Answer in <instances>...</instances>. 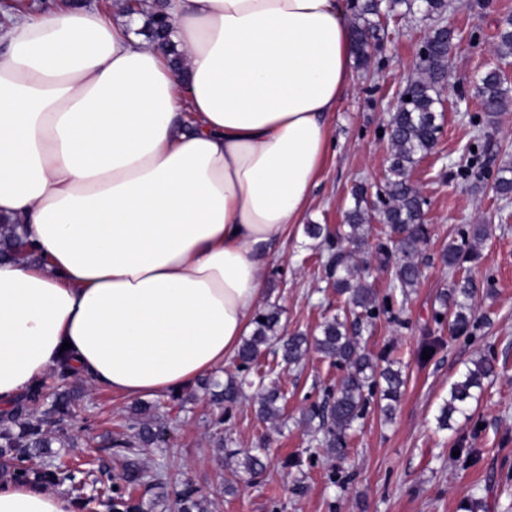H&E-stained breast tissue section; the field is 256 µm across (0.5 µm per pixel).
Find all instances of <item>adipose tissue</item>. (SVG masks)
<instances>
[{"label":"adipose tissue","instance_id":"1","mask_svg":"<svg viewBox=\"0 0 512 512\" xmlns=\"http://www.w3.org/2000/svg\"><path fill=\"white\" fill-rule=\"evenodd\" d=\"M140 16L16 5L0 28V405L60 361L123 398L224 368L312 202L352 84L341 0H167ZM181 53L183 67L173 63ZM0 512H77L0 485Z\"/></svg>","mask_w":512,"mask_h":512}]
</instances>
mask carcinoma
<instances>
[{"label":"carcinoma","mask_w":512,"mask_h":512,"mask_svg":"<svg viewBox=\"0 0 512 512\" xmlns=\"http://www.w3.org/2000/svg\"><path fill=\"white\" fill-rule=\"evenodd\" d=\"M405 8L419 12L435 22L453 8L452 0H353L350 25L354 37V58L357 67L364 69L381 42L382 11ZM151 38L171 27L164 9L143 12ZM455 38L450 27L437 24L429 30L420 52L418 76L407 83L406 95L411 100L402 103L391 113L384 135L391 145L385 181L377 191L381 206L377 214L365 205L366 192L360 186L353 192L354 206L345 215V223L331 231L321 224L306 226V234L319 240L320 263L326 279L336 294L345 297L343 313L324 320L318 334L308 337L302 333L286 334L281 325L283 310L276 304L259 310L254 318L253 332L245 337L235 359V371L221 380L209 377L202 387L209 391L219 412L216 425L233 407L247 399V390L257 389L258 415L264 421H277L284 413V399L276 369L297 368L312 351L330 359L345 369L334 388L324 390L323 401L311 404L303 415L305 423L315 433H321V444L327 452L340 458L344 455L349 432L354 430L374 406L389 417L406 384V377L396 362H383L370 357L361 346V333L373 325L380 314L389 312L390 301L379 302L365 274L371 261L358 260V254L372 236V219L382 224L376 237L375 254L378 265L391 270L390 288L408 299L421 277L420 244L427 239L425 223L426 199L410 181V170L416 162L434 148L444 119L438 110L440 91L448 73V47ZM496 53L499 57L512 55V17H506L497 33ZM505 75L497 67L482 72L477 80L481 109L487 113L505 109L509 96L504 87ZM495 191L503 199L512 197V169L501 168L494 182ZM485 228L474 225L442 251V261L454 269L466 261L479 258L473 242L484 236ZM22 246L20 238L9 228L0 226V256ZM477 285L469 278L452 282L451 288L440 297L435 316H446L452 331L463 336L475 326L474 304ZM495 374L493 362L480 356L471 360L449 389L448 398L435 416L438 428L451 427L454 417L469 418L471 402L479 398L484 381ZM29 401L50 403L46 410L28 412L23 406L0 417V472L9 481L38 486L68 485L76 493L86 512L103 506L107 512H208V499L201 489L189 480L175 479L159 464L146 465L142 449L159 442L165 431L166 412L153 406L149 412L142 408L131 411L125 422L126 432L112 440L108 456L115 460L119 471L106 476L103 465L94 458L85 462L86 468L71 466L52 445H65L68 436L60 427L64 418L72 415L74 396L59 391V386L44 380L37 382L27 394ZM239 467L257 477L266 468L262 449L245 454ZM99 471L96 493L84 495V478Z\"/></svg>","instance_id":"1"}]
</instances>
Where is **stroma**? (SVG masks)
Returning a JSON list of instances; mask_svg holds the SVG:
<instances>
[{"mask_svg":"<svg viewBox=\"0 0 512 512\" xmlns=\"http://www.w3.org/2000/svg\"><path fill=\"white\" fill-rule=\"evenodd\" d=\"M507 15L512 16V0H468L447 15L458 39L442 95L443 127L436 147L410 172L429 202L430 234L420 247L423 275L409 299L394 303L392 315L382 316L362 338L368 353L400 361L407 377L394 419L385 421L369 410L350 433L343 457L328 455L302 415L321 400L323 387L338 384L343 371L314 352L302 367L281 375L286 397L281 420L262 421L253 401H243L224 424L228 450L220 453L212 443V415L202 391L184 389V405L168 414V444L144 449L142 458L190 477L207 495L210 512H512V199H501L490 180L501 166L512 165V104L492 119L478 142L485 175L457 173L473 142L470 118L481 110L476 81L498 60L497 25ZM429 26L417 15L390 16L384 52L372 57L368 69L355 70L351 88L328 118L334 149L312 190L313 204L271 259L266 301L283 309L289 332L314 333L342 304L326 286L318 244L305 227L342 223L358 184L368 186L369 202L377 204L390 153L382 127L396 89L415 72ZM475 224L487 230L480 257L464 263L459 274L478 285L477 323L471 335L457 336L434 319L439 297L452 282L441 252L460 230ZM484 355L493 359L496 373L472 403L469 418L438 429L435 415L450 384ZM65 386L81 395L67 425L72 443L63 450L65 459L103 458L132 402L79 375ZM264 441L269 444L264 474L253 482L233 477L235 452ZM291 457L301 459V466H286ZM232 477L238 491L229 495L224 486Z\"/></svg>","mask_w":512,"mask_h":512,"instance_id":"obj_1","label":"stroma"}]
</instances>
